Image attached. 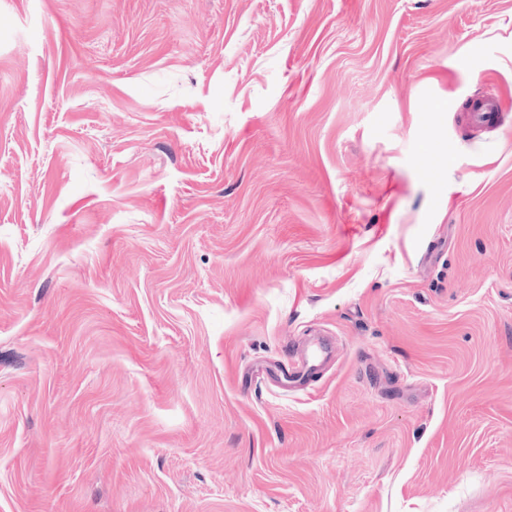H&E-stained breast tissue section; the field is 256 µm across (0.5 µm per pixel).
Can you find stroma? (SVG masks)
<instances>
[{
  "label": "stroma",
  "mask_w": 512,
  "mask_h": 512,
  "mask_svg": "<svg viewBox=\"0 0 512 512\" xmlns=\"http://www.w3.org/2000/svg\"><path fill=\"white\" fill-rule=\"evenodd\" d=\"M0 512H512V0H0ZM501 111V101L497 94L490 93L479 97L467 113L468 123L476 128L494 125Z\"/></svg>",
  "instance_id": "obj_1"
}]
</instances>
